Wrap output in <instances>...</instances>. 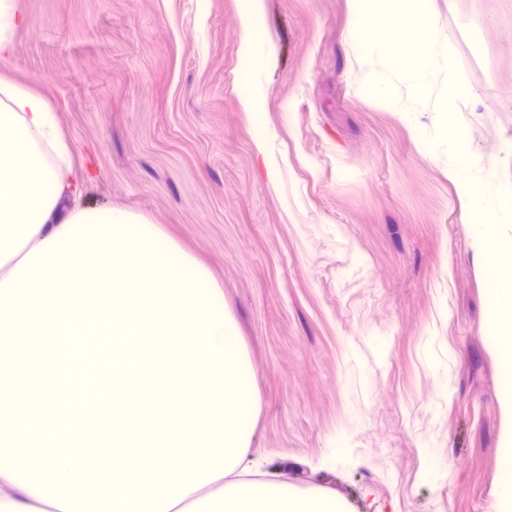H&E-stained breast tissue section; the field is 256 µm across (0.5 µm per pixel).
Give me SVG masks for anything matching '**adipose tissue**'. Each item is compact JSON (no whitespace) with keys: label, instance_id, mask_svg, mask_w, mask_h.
I'll list each match as a JSON object with an SVG mask.
<instances>
[{"label":"adipose tissue","instance_id":"adipose-tissue-1","mask_svg":"<svg viewBox=\"0 0 512 512\" xmlns=\"http://www.w3.org/2000/svg\"><path fill=\"white\" fill-rule=\"evenodd\" d=\"M265 0L240 16V103L259 109L274 64ZM69 148L52 104L0 77V512H346L325 490L255 478L246 452L256 372L224 291L157 224L76 206ZM111 330V448L90 493L55 449H27V395L14 385L33 339Z\"/></svg>","mask_w":512,"mask_h":512}]
</instances>
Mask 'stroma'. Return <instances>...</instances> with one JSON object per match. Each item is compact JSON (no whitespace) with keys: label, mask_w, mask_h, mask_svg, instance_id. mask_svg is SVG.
Returning <instances> with one entry per match:
<instances>
[{"label":"stroma","mask_w":512,"mask_h":512,"mask_svg":"<svg viewBox=\"0 0 512 512\" xmlns=\"http://www.w3.org/2000/svg\"><path fill=\"white\" fill-rule=\"evenodd\" d=\"M243 2L25 0L0 75L53 105L84 204L149 216L223 288L262 471L348 512H497L504 350L471 246L489 217L462 223L447 176L353 83L348 0H266L276 64L244 111ZM435 2L494 195L512 187V0Z\"/></svg>","instance_id":"35a3bbf8"}]
</instances>
